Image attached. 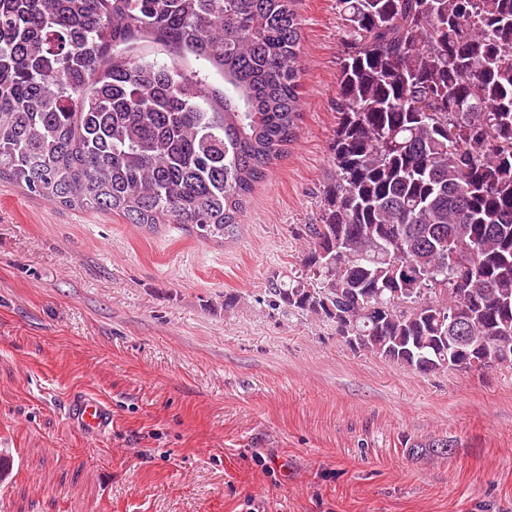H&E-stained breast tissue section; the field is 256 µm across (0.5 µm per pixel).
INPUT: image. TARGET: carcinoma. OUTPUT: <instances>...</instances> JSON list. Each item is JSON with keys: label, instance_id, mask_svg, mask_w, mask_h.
Instances as JSON below:
<instances>
[{"label": "carcinoma", "instance_id": "carcinoma-1", "mask_svg": "<svg viewBox=\"0 0 512 512\" xmlns=\"http://www.w3.org/2000/svg\"><path fill=\"white\" fill-rule=\"evenodd\" d=\"M297 2L0 0V182L224 243L300 129ZM336 9L332 171L302 269L268 280L270 305L420 373L496 338L512 368V0Z\"/></svg>", "mask_w": 512, "mask_h": 512}]
</instances>
